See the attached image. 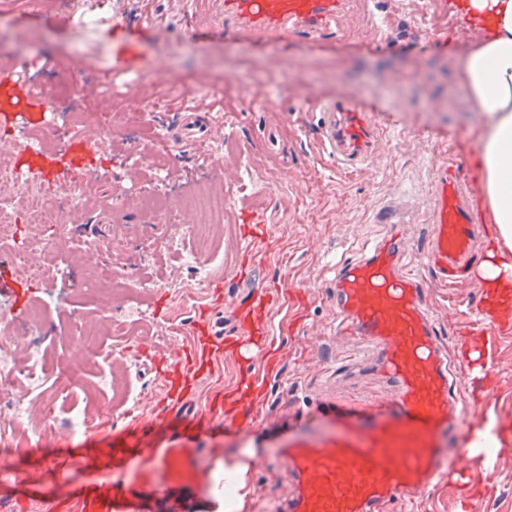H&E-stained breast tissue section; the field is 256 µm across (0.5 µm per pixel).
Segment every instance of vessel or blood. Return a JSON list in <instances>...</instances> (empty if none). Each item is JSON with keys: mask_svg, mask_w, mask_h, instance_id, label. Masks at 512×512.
Listing matches in <instances>:
<instances>
[{"mask_svg": "<svg viewBox=\"0 0 512 512\" xmlns=\"http://www.w3.org/2000/svg\"><path fill=\"white\" fill-rule=\"evenodd\" d=\"M349 0H194L195 13L187 26L193 32L218 27L264 45L296 40L310 44L339 39V23ZM156 24L145 19L134 28H117L113 40L120 52L115 62L124 71H139L138 46L155 36ZM304 111L318 113L320 142L338 169L364 171L377 155L387 127L376 107L353 95H317L303 100ZM48 99L33 93L29 82L13 74L0 76V129L47 127ZM210 129L199 108L183 110L174 136L206 140ZM20 164L58 193L77 190L71 173L85 177L102 170L103 151L91 137L63 135L60 146L25 153ZM467 183L452 164L435 167L428 212L431 245L426 264L438 285L455 289L470 284L471 268L483 256V238L474 222L475 202ZM375 223L388 225L389 235L336 271L333 297L345 335L359 339L372 352L362 358L365 368L380 374L393 388L391 398L346 404L327 396L315 406L317 416L329 419V429L288 440L276 466L285 469L292 491L278 512H384L397 497L419 500L434 480L449 488L480 489V475L490 459L487 436L499 435L507 423L491 399L476 403L467 421L453 408L452 393L462 383L481 389L492 385L490 334L501 322L488 305L474 308L476 318L465 332L458 361L464 370L451 379L448 360L433 319L423 303L421 282L403 262L402 226L410 218L398 206H380ZM0 294L12 297L16 314H23L29 285L18 271L0 276ZM276 287L258 286L237 299L228 332L215 330L210 320L194 329L197 344L185 359L162 362L160 355L141 348L137 357L162 368V390L176 401L186 425L205 417L190 407L197 375L215 351L246 369L237 385L217 397L213 417L234 424L241 403L261 395L273 368L275 336L265 311L284 299ZM162 417H133L136 437L114 434L106 448H88L59 457L54 466L32 463L16 476L18 483L37 488L53 480L52 512H143L149 499H164L180 485L201 486L221 494L213 466L201 460L202 449L172 439L166 447L152 442ZM111 473L110 483L82 494L78 478Z\"/></svg>", "mask_w": 512, "mask_h": 512, "instance_id": "vessel-or-blood-1", "label": "vessel or blood"}]
</instances>
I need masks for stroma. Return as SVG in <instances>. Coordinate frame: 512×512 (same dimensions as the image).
Wrapping results in <instances>:
<instances>
[{"label": "stroma", "mask_w": 512, "mask_h": 512, "mask_svg": "<svg viewBox=\"0 0 512 512\" xmlns=\"http://www.w3.org/2000/svg\"><path fill=\"white\" fill-rule=\"evenodd\" d=\"M361 2L347 40L333 46L291 41L271 47L217 31L189 35L185 23L193 10L191 0H0V33L8 42V65L26 71L36 90L50 92L60 127L76 126L80 113L89 112V134L107 141L105 176L89 185L86 196L68 205L75 230L66 246L52 254L57 284L32 285L36 303L45 307L35 341L45 354L54 422L40 429L38 441L30 443L19 466L55 461L63 438L75 446L84 443L86 432L73 434L67 427L73 409H102L99 427L91 436L98 447L108 446L113 431L130 423V405L111 393L95 391V371L80 380L68 373L85 337L95 338L106 361L117 355L131 363L134 351L143 345L164 352L192 350L191 325L214 301L209 289L196 287L177 265L179 251L191 245L177 219L184 199L214 181L219 167L224 184L241 187L230 222L216 239L225 257L212 279L224 286L225 306H232L250 288L240 277L249 253L261 264V284L287 286L304 305L303 318L293 330L285 326L284 311L268 312L281 334L261 415L240 409L245 431L219 426L199 438L200 447L216 449L215 465L229 469L249 459L260 461V468L244 474L246 495L237 512H274L290 491L286 475L268 473L264 467L276 459L290 433L285 413L312 412L329 394L369 400L383 391L374 376L358 371L359 350L336 335L331 268L358 258L384 235V225L373 223L372 216L387 201L400 202L414 217L404 227V261L424 280V301L441 340L456 349L453 330L470 323L469 310L479 302L481 291L473 286L460 289L456 307L444 299L423 261L430 239L424 217L439 162L454 159L469 184L477 182L478 115L456 66L475 38L452 27L446 12H432L430 0ZM90 11L100 18L96 40L107 49L112 46L113 26L148 16L163 25L162 36L141 45V75L112 71L106 63L73 72L74 62L90 54L81 37L84 16ZM164 62L169 65V84L176 87L171 94L155 76ZM227 74L234 83L221 86L219 80ZM105 87L111 88V95L98 96V89ZM129 94L141 95L151 104L147 127L125 122L119 101ZM309 94H351L381 109L388 134L367 170L343 176L321 151L317 117L300 109ZM267 98L272 99L273 110H259L258 101ZM198 105L208 109L213 137L202 144L164 145L179 111ZM271 125L282 130L287 166H280L262 148V132ZM134 147L149 158L161 151L167 156L169 176L162 191L169 218H153L136 200L139 186L151 182L153 170L128 168V153ZM120 193L125 196L120 207L106 210V202ZM253 213L264 227L257 236L249 221ZM86 242L105 247L114 276L132 282L145 276L154 280L147 294L125 297L124 303L132 309L145 304L149 324L169 329V336L153 340L137 328L128 338L113 337L98 303L87 292L84 270L74 264ZM493 373L498 381L496 408L512 418V329L497 338ZM238 374L235 361L216 356L197 381V409L207 410L212 396L231 387ZM487 483V494L471 498L464 507L456 505L447 485L436 483L417 502L393 500L389 512H512V451L495 459Z\"/></svg>", "instance_id": "obj_1"}]
</instances>
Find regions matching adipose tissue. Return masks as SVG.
I'll return each mask as SVG.
<instances>
[{
	"label": "adipose tissue",
	"instance_id": "adipose-tissue-1",
	"mask_svg": "<svg viewBox=\"0 0 512 512\" xmlns=\"http://www.w3.org/2000/svg\"><path fill=\"white\" fill-rule=\"evenodd\" d=\"M484 32L458 61L466 94L480 117L476 128L480 195L494 246L479 273L512 291V0H461Z\"/></svg>",
	"mask_w": 512,
	"mask_h": 512
}]
</instances>
